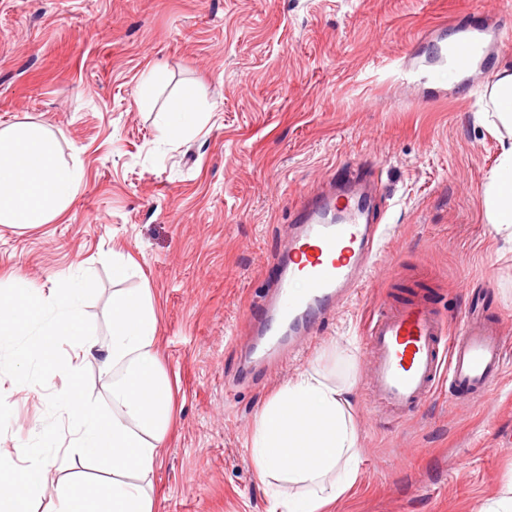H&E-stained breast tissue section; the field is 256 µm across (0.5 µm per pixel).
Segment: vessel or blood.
Instances as JSON below:
<instances>
[{"instance_id":"obj_1","label":"vessel or blood","mask_w":512,"mask_h":512,"mask_svg":"<svg viewBox=\"0 0 512 512\" xmlns=\"http://www.w3.org/2000/svg\"><path fill=\"white\" fill-rule=\"evenodd\" d=\"M455 46L434 44L427 82L450 83L480 68L488 55L484 23L465 25ZM297 231L280 262L273 321L301 323L327 311L371 274L375 248L384 237L377 196L362 186L328 192L314 207H299ZM366 336L370 349L367 387L391 418H405L447 382L453 397L479 400L499 375L505 341L486 319L471 317L457 333L428 302L378 308Z\"/></svg>"}]
</instances>
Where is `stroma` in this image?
<instances>
[{
	"label": "stroma",
	"mask_w": 512,
	"mask_h": 512,
	"mask_svg": "<svg viewBox=\"0 0 512 512\" xmlns=\"http://www.w3.org/2000/svg\"><path fill=\"white\" fill-rule=\"evenodd\" d=\"M512 0H0V126L30 119L58 136L83 179L37 229L0 225V278L50 289L92 277L85 315L112 330V258L148 289L157 351L174 389L155 512H267L251 439L262 407L306 370L352 386L358 478L326 512H481L512 480V243L488 224L481 186L500 152L483 93L512 68V38L482 74L444 90L407 84L423 34ZM164 79L148 106L143 72ZM195 89L207 121L168 142L161 116ZM375 171L390 208L363 288L310 335L254 352L264 301L300 194ZM428 299L459 328L477 312L509 345L476 404L447 385L393 421L366 389L375 306ZM54 384L0 380V448L63 443Z\"/></svg>",
	"instance_id": "1"
}]
</instances>
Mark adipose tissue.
Segmentation results:
<instances>
[{"instance_id":"ef3b65f1","label":"adipose tissue","mask_w":512,"mask_h":512,"mask_svg":"<svg viewBox=\"0 0 512 512\" xmlns=\"http://www.w3.org/2000/svg\"><path fill=\"white\" fill-rule=\"evenodd\" d=\"M481 121L501 144L481 203L489 224L512 240V72L497 74ZM82 180L58 149L55 132L21 121L0 128V224L35 229L67 209ZM90 280L50 293L24 279L0 281V351L10 352L18 380L60 381L52 401L68 421L64 456L43 448L0 450V512H33L53 491L52 512H154L152 477L172 418L171 381L156 349L158 321L148 289H113L112 332L92 333L83 310ZM112 379V409L89 400L78 381L89 358ZM357 432L349 390L318 371L299 375L263 407L252 441L261 479L304 486L294 499L273 498L270 512H323L357 479ZM111 472L90 479L86 462Z\"/></svg>"}]
</instances>
